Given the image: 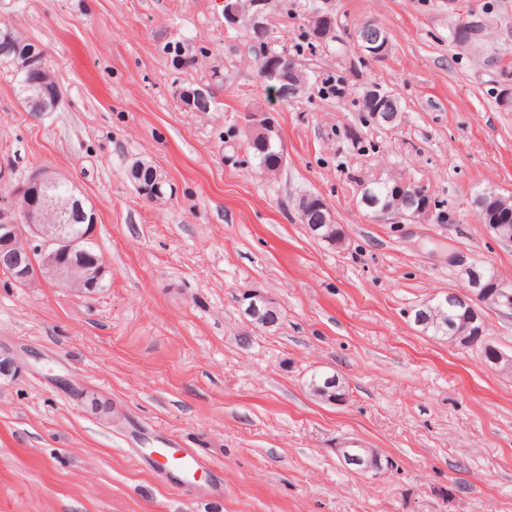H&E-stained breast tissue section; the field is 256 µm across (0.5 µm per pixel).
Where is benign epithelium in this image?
Here are the masks:
<instances>
[{"label": "benign epithelium", "instance_id": "1", "mask_svg": "<svg viewBox=\"0 0 512 512\" xmlns=\"http://www.w3.org/2000/svg\"><path fill=\"white\" fill-rule=\"evenodd\" d=\"M270 0H251L247 16H242L234 0H224V26L237 28L245 23L256 33L270 35ZM482 21L476 18L464 21L458 29L456 41L461 45H473L480 39ZM361 52L371 58L385 55L389 39L387 32H371L369 24L362 23L354 32ZM19 68L27 78L46 68L48 54L37 42H31L26 49H17ZM279 58L274 57L262 65L263 78L276 85L277 94L285 99L302 96L304 84L293 78L298 64L292 63L286 68L278 65ZM187 110L194 105L209 104L207 89L200 86L181 87L177 91ZM366 97L377 100L378 107L371 114V121L382 128L394 127L397 117V105L391 94L380 96L366 90ZM247 134L250 140L265 142L279 129L272 112H251L247 115ZM64 179L56 176L46 168L30 171L23 180L14 177L11 164L0 163V269L9 267L8 277L17 286L29 288L47 282L56 288L72 291L78 295L88 296L107 287L106 267L96 247L95 231L98 223L97 213L86 211L85 203L89 199L79 188L63 196L56 188ZM165 180L143 183L138 186L139 194L149 200L164 196ZM300 216L307 220L310 212L323 210L328 214L325 224L307 225L309 233L318 240L336 246L345 244L344 234L334 236L323 231L324 225L335 223V216L328 204L315 195H305L300 201ZM76 212L89 223L79 226L68 220L70 212ZM373 212L389 220H414L429 216L433 209L425 207L408 215L391 207L373 208ZM448 262L458 268L459 275L466 282L462 293L450 291L441 297L430 299L415 312L418 324L427 322L426 312L446 306L464 310L466 325L476 322L485 328V317L480 310L484 304L503 314L512 313V282L495 275L489 276L485 267L469 263L466 259L452 255ZM244 317L255 328H271L279 323L280 312L274 302L257 289L245 292L243 297ZM486 363L492 369L505 372L512 368V356L489 346L485 353ZM313 393L331 402L342 403L347 400L348 392L339 376L332 374L325 377L323 384L311 383ZM354 441L343 442L337 453L343 462L356 471L367 473L382 469L381 457L369 448H359L353 452L350 446Z\"/></svg>", "mask_w": 512, "mask_h": 512}]
</instances>
